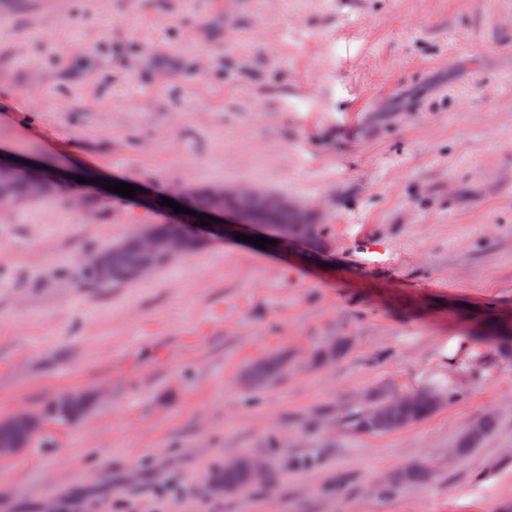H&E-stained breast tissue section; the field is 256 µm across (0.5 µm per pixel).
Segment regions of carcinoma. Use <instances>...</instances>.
I'll return each mask as SVG.
<instances>
[{"instance_id": "cac0c4a2", "label": "carcinoma", "mask_w": 512, "mask_h": 512, "mask_svg": "<svg viewBox=\"0 0 512 512\" xmlns=\"http://www.w3.org/2000/svg\"><path fill=\"white\" fill-rule=\"evenodd\" d=\"M56 192L55 185L46 181V189L39 195L30 192L24 181H14L8 186L0 187V205H35L52 200ZM259 210L264 214L267 224H293L297 226V235L316 246H321L327 236L326 228L322 224H313L309 221L300 224L296 213L286 207L268 208L264 204H258ZM140 250V234L131 235L119 243L105 249L110 259V271L100 275L94 269H84L83 275L86 281L101 287L121 286L139 279L134 273L127 270L126 258L129 254ZM482 338L489 340L497 346L504 357L512 356V328L508 324L498 321H485L482 323ZM285 371V361L277 353H271L263 360L247 366L245 374L250 378L252 388L262 389L279 381ZM435 390L448 396V400L455 398V392L447 385L433 383L420 387V393L416 404L412 407L396 406L389 401L388 393L384 386L375 387L368 395L366 408L350 415L349 421L354 431L362 434L381 435L389 434L409 426L415 425L433 414L437 406L429 400L427 391ZM94 395L91 392L82 393L81 399L71 403L66 411L57 408V401H46L43 410L49 421L59 424H75L81 421L93 408ZM494 429V420L482 419L474 428L464 436L458 444V452L463 454L473 448L483 438L487 437ZM37 432L21 436L6 423H0V446L3 448H26L36 441ZM427 477V469L421 464L410 465L400 473V479L413 483H421ZM211 486L234 485L244 490L253 486L247 468L224 469L212 471L207 476Z\"/></svg>"}]
</instances>
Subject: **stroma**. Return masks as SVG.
<instances>
[{
    "label": "stroma",
    "instance_id": "1",
    "mask_svg": "<svg viewBox=\"0 0 512 512\" xmlns=\"http://www.w3.org/2000/svg\"><path fill=\"white\" fill-rule=\"evenodd\" d=\"M4 146L71 195L144 193L0 206V420L98 395L0 460V512L76 488L82 512L512 505V358L472 337L512 323V0H0ZM199 181L300 202L324 247L261 249L231 226L136 283L82 280L88 253L194 222L158 200ZM272 352L284 377L245 389ZM432 382L458 397L414 426L347 423L377 385ZM488 415L493 434L457 456ZM244 449L279 482L211 494ZM412 464L427 482L396 483ZM81 399L71 403L63 413L57 408V401L52 398L46 401L41 410L48 418V422L59 424H75L81 421L93 408L95 404L94 395L91 392H81Z\"/></svg>",
    "mask_w": 512,
    "mask_h": 512
}]
</instances>
